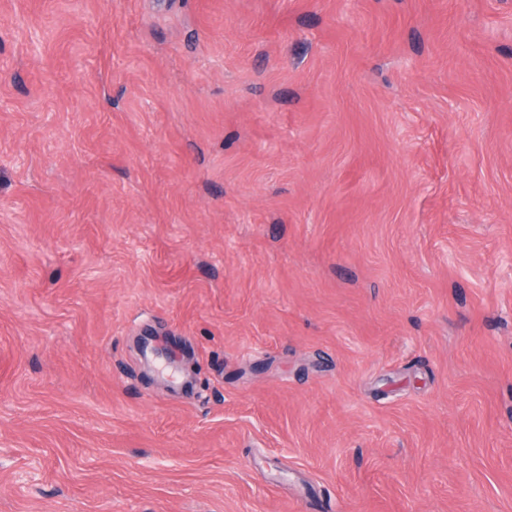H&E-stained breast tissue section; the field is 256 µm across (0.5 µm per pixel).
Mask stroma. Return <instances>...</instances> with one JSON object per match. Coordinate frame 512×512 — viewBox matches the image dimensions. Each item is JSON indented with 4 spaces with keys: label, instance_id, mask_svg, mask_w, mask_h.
<instances>
[{
    "label": "stroma",
    "instance_id": "stroma-1",
    "mask_svg": "<svg viewBox=\"0 0 512 512\" xmlns=\"http://www.w3.org/2000/svg\"><path fill=\"white\" fill-rule=\"evenodd\" d=\"M0 512H512V0H0Z\"/></svg>",
    "mask_w": 512,
    "mask_h": 512
}]
</instances>
